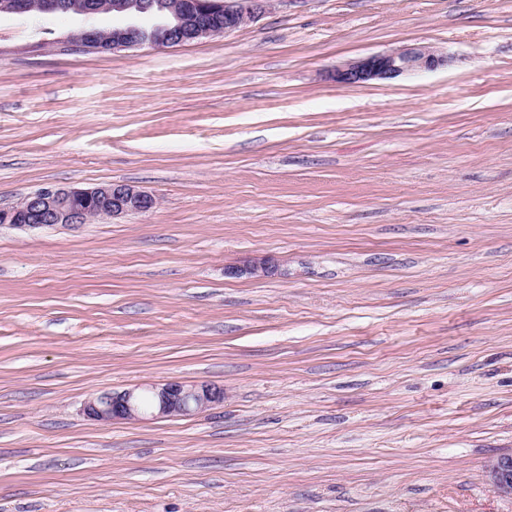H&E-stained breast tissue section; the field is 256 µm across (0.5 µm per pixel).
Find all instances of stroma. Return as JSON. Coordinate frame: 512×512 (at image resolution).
Returning <instances> with one entry per match:
<instances>
[{
    "label": "stroma",
    "mask_w": 512,
    "mask_h": 512,
    "mask_svg": "<svg viewBox=\"0 0 512 512\" xmlns=\"http://www.w3.org/2000/svg\"><path fill=\"white\" fill-rule=\"evenodd\" d=\"M0 15V205L128 183L157 209L0 228V512H512V0H272L186 46L66 51ZM416 44V76L341 86ZM269 259L274 274L226 276ZM224 390L188 416L104 392ZM449 60L448 52L430 46L412 45L348 61L337 66L328 77L338 84L354 85L433 71L448 66ZM144 394H149L152 399L148 410L141 405ZM223 400L224 391L207 384L168 382L143 389L95 395L86 402L84 412L99 422L108 423L114 419L135 420L148 414L155 418L183 416ZM487 477L494 489L512 499V453L490 460L486 466Z\"/></svg>",
    "instance_id": "35a3bbf8"
}]
</instances>
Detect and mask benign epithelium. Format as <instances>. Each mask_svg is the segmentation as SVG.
Returning <instances> with one entry per match:
<instances>
[{
    "instance_id": "obj_1",
    "label": "benign epithelium",
    "mask_w": 512,
    "mask_h": 512,
    "mask_svg": "<svg viewBox=\"0 0 512 512\" xmlns=\"http://www.w3.org/2000/svg\"><path fill=\"white\" fill-rule=\"evenodd\" d=\"M269 0H0V14L73 15L92 20L108 11L120 19L105 35L90 23L72 38L71 46L88 52H103L192 44L226 34L254 21ZM224 26H219V20ZM448 53L430 46H405L386 53L348 61L328 77L338 84L354 85L371 80H389L402 75L433 71L448 64ZM158 199L137 186L109 184L94 188L48 186L28 193L14 205L0 207V226L34 230L71 227L93 219L142 213L156 208ZM274 271L266 260L248 261L225 268L230 276H265ZM224 400V391L207 384L168 382L143 389L109 392L91 397L87 416L108 423L114 419L135 420L145 415L174 417L206 409ZM487 477L494 489L512 499V453L490 460Z\"/></svg>"
}]
</instances>
